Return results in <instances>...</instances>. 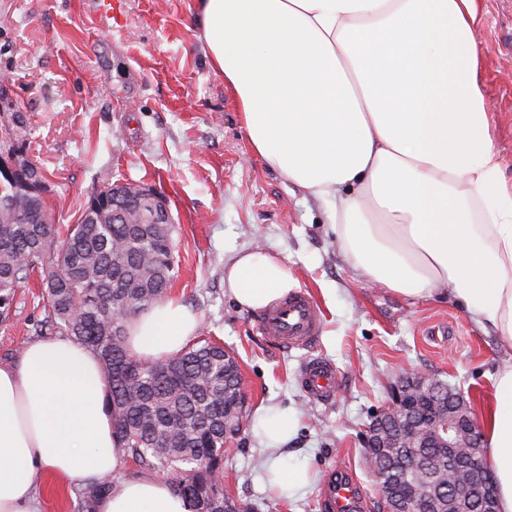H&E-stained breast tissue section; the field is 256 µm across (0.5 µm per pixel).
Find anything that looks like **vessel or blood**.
I'll list each match as a JSON object with an SVG mask.
<instances>
[{
	"instance_id": "1",
	"label": "vessel or blood",
	"mask_w": 512,
	"mask_h": 512,
	"mask_svg": "<svg viewBox=\"0 0 512 512\" xmlns=\"http://www.w3.org/2000/svg\"><path fill=\"white\" fill-rule=\"evenodd\" d=\"M254 323L258 333L283 350L306 348L320 335L321 310L307 291L293 290L257 314ZM298 381L312 401L328 403L334 400L342 377L334 363L315 357L305 361ZM323 500L327 512H362L366 493L357 479L341 470L328 473Z\"/></svg>"
}]
</instances>
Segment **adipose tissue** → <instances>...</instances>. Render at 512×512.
Segmentation results:
<instances>
[{
	"label": "adipose tissue",
	"instance_id": "ef3b65f1",
	"mask_svg": "<svg viewBox=\"0 0 512 512\" xmlns=\"http://www.w3.org/2000/svg\"><path fill=\"white\" fill-rule=\"evenodd\" d=\"M480 0H197L205 54L234 93L251 148L320 200L355 276L406 299L445 297L495 339L504 359L482 414L498 512H512V185L492 134ZM297 281L255 247L224 269L243 310ZM199 318L179 299L127 324L126 347L157 361L192 342ZM294 411L255 409L271 491L310 483L285 464ZM98 357L67 338L0 366V512H37L44 474L118 477L98 512H192L171 483L122 479Z\"/></svg>",
	"mask_w": 512,
	"mask_h": 512
}]
</instances>
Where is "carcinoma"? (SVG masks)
Returning <instances> with one entry per match:
<instances>
[{
    "label": "carcinoma",
    "instance_id": "1",
    "mask_svg": "<svg viewBox=\"0 0 512 512\" xmlns=\"http://www.w3.org/2000/svg\"><path fill=\"white\" fill-rule=\"evenodd\" d=\"M43 175L25 165L0 179V318L9 317L19 288L39 273L46 315L37 334L68 336L97 355L106 382L119 447L132 460L165 475L193 507L214 512H245L224 494V416L243 420L240 372L224 346L201 337L163 361L132 358L125 345L126 319L162 300L171 287L175 260L172 224L112 222V209L100 213L85 205L77 222L60 233L40 193ZM430 413L418 405L415 447L375 448L387 462L382 483L398 489L399 504L431 492L436 512L448 508V449L425 432ZM112 479L85 486L75 512H98L112 493Z\"/></svg>",
    "mask_w": 512,
    "mask_h": 512
}]
</instances>
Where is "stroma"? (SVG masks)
<instances>
[{"instance_id": "1", "label": "stroma", "mask_w": 512, "mask_h": 512, "mask_svg": "<svg viewBox=\"0 0 512 512\" xmlns=\"http://www.w3.org/2000/svg\"><path fill=\"white\" fill-rule=\"evenodd\" d=\"M196 4L123 0L106 32L92 23L90 0H0V137L13 163L41 168L56 223H76L89 198L116 182L144 183L167 199L178 262L169 293L240 367L246 421L224 453L226 494L246 512H321L324 477L336 466L362 483L366 512H379L363 434L390 388L420 370L460 388L478 417L501 354L458 305L411 302L355 279L321 203L252 151L236 100L198 38ZM478 39L495 146L512 182V0H481ZM255 245L287 260L319 305L323 330L312 349L287 352L262 338L253 312L225 294V265ZM44 305L38 280L18 291L10 319L0 321V365L37 341L32 327ZM311 354L343 376L331 403L313 402L298 383ZM270 403L296 410L288 462L312 473L289 499L271 496L249 423ZM78 489L45 475L39 512H73Z\"/></svg>"}]
</instances>
